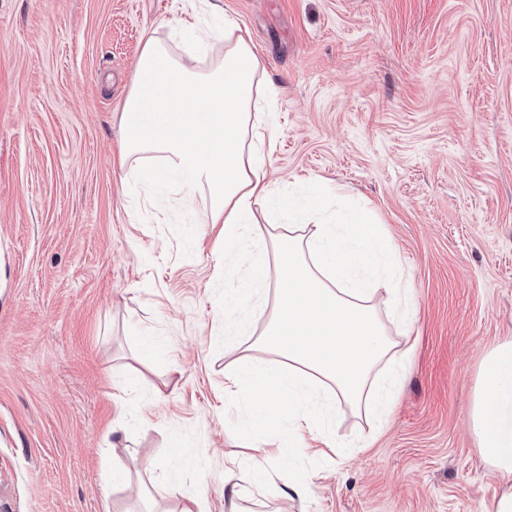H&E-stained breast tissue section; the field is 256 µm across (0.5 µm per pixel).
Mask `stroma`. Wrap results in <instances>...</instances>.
<instances>
[{
    "mask_svg": "<svg viewBox=\"0 0 512 512\" xmlns=\"http://www.w3.org/2000/svg\"><path fill=\"white\" fill-rule=\"evenodd\" d=\"M211 2L276 91V192L368 209L409 272V371L380 434L342 408L347 454L300 459L303 498L242 477L225 375L258 353L224 334L222 227L196 221L206 191L150 204L121 164L136 58L184 0H0V512H481L503 489L466 424L512 336V0Z\"/></svg>",
    "mask_w": 512,
    "mask_h": 512,
    "instance_id": "stroma-1",
    "label": "stroma"
}]
</instances>
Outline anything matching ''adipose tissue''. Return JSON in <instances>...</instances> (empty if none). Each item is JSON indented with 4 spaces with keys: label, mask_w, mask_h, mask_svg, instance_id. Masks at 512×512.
Returning <instances> with one entry per match:
<instances>
[{
    "label": "adipose tissue",
    "mask_w": 512,
    "mask_h": 512,
    "mask_svg": "<svg viewBox=\"0 0 512 512\" xmlns=\"http://www.w3.org/2000/svg\"><path fill=\"white\" fill-rule=\"evenodd\" d=\"M178 26L196 33L200 47L223 39L224 52L186 59L147 37L122 109L124 158L145 195L166 184L187 198L207 191L199 223L223 225L225 251L248 265L228 271L237 285L224 293V333L254 336L269 359L238 362L228 378L241 412L236 427L254 449L251 468L269 481L284 448L308 437L334 447L338 405L371 408L386 422L412 351L399 349L382 317L408 333L411 278L369 221L345 227L322 217L279 232L268 206L269 115L254 96L260 63L232 21L220 33L184 18ZM468 420L505 483L483 512H512V338L485 352ZM282 424L287 433L273 436Z\"/></svg>",
    "instance_id": "ef3b65f1"
}]
</instances>
